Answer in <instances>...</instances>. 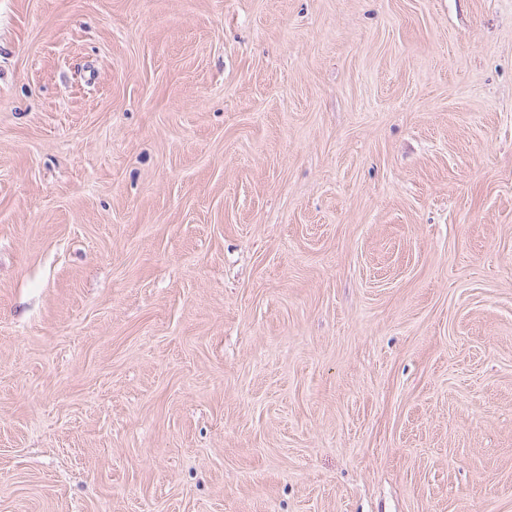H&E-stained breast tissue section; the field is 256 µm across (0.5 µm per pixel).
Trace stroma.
Here are the masks:
<instances>
[{"label":"stroma","instance_id":"stroma-1","mask_svg":"<svg viewBox=\"0 0 512 512\" xmlns=\"http://www.w3.org/2000/svg\"><path fill=\"white\" fill-rule=\"evenodd\" d=\"M0 512H512V0H0Z\"/></svg>","mask_w":512,"mask_h":512}]
</instances>
